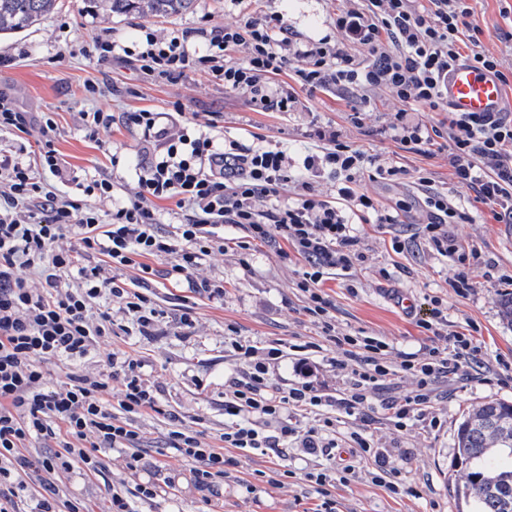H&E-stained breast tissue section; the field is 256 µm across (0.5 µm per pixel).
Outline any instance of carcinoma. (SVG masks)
<instances>
[{
    "mask_svg": "<svg viewBox=\"0 0 512 512\" xmlns=\"http://www.w3.org/2000/svg\"><path fill=\"white\" fill-rule=\"evenodd\" d=\"M115 15L166 18L190 10L195 0H99ZM59 9V0H0V37L14 36ZM458 481L472 512H512V403L476 406L454 437Z\"/></svg>",
    "mask_w": 512,
    "mask_h": 512,
    "instance_id": "cac0c4a2",
    "label": "carcinoma"
}]
</instances>
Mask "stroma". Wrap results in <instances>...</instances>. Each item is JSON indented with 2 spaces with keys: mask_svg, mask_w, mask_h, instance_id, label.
Masks as SVG:
<instances>
[{
  "mask_svg": "<svg viewBox=\"0 0 512 512\" xmlns=\"http://www.w3.org/2000/svg\"><path fill=\"white\" fill-rule=\"evenodd\" d=\"M350 5V0H196L192 10L156 19L155 24L167 32L234 25L256 10L283 15L301 40L315 41L333 32L337 13ZM502 7L501 0H480L471 23L479 29L485 49L511 65L512 21L502 17ZM137 23V17L108 14L92 0H60L53 16L16 37L0 40V90L25 110L53 113L58 124L54 147L69 178L64 181L46 175L49 189L65 192L70 178L82 181L94 175L104 167L103 150L109 147L126 156L125 167L113 171V181L131 190L133 169L141 160L136 131L118 121L94 144L84 137L81 113L100 110L119 117L144 108L169 112L178 102L186 115L213 120L216 134L246 142L259 134L293 156L321 150L324 143L316 130L332 125L354 147L380 154L411 171L426 170L436 190L448 192L458 203L467 202L470 192L455 184L447 153L414 154L384 136L399 108L389 95L376 94L358 125L332 89L300 91L302 106L295 112H255L242 96L224 91L205 74L170 83L123 66L99 67L82 54V47L103 34L119 42L132 40L138 33ZM92 83L99 88L94 96L86 91ZM418 217V210L413 209L403 213L402 223L393 226L359 225L363 262L348 274L329 275L322 290L335 307L337 329L357 336L386 337L401 351H417L425 341L418 314L436 298L448 312L449 330H468L487 365L464 368L449 379L434 404L438 427L418 422L399 430L379 413L362 423L329 407L323 414L335 421L336 444L343 457L289 447L251 454L223 448L224 387L243 369L226 337L238 336L261 348L306 346V371H299L297 357L290 354L271 368L270 378L276 387L309 382L333 396L343 394L347 387L344 374L332 363L338 355L335 346L322 339L318 325L303 311L305 299L296 286L301 262L283 259L274 248L257 241L247 254H240L237 243L244 233L233 230L227 251L207 257L199 270L200 276L223 281V300H210L172 287L163 278H153L148 294L160 315L149 332L139 334L127 317L113 312L110 343L77 363V370L105 373L111 353L140 359L144 379L157 391L160 410L137 421L140 444L146 451L145 466L137 476L128 473L124 453L111 450L102 453L97 472L63 475L68 493L80 498L88 512H110V496L116 486L132 499L136 512H318L324 498L303 481V473L315 468L333 470L342 461L361 470L373 467V460L359 457L349 446V432L361 427L374 435L380 447L388 449L413 492L402 498L390 496L361 474L330 486L336 512H469V504L456 489L453 436L476 405L495 399L512 401V380L503 377L496 364L500 358L512 362V324L500 313L504 295L512 292V223L478 218L449 226L459 245L476 248L484 258L483 265L474 267L471 274L472 290L462 297L451 286L458 271L455 263L416 245L400 254L392 250V238L409 237ZM400 295L412 301V309L397 305ZM186 305L192 307L195 317L191 329L179 326ZM175 415L232 459L234 480L225 486L222 496L195 489L187 463L169 449L168 433ZM174 473L180 476L175 488L152 500L138 499V481L160 484ZM270 473L275 474V483L267 482Z\"/></svg>",
  "mask_w": 512,
  "mask_h": 512,
  "instance_id": "obj_1",
  "label": "stroma"
}]
</instances>
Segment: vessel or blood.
Listing matches in <instances>:
<instances>
[{"label":"vessel or blood","mask_w":512,"mask_h":512,"mask_svg":"<svg viewBox=\"0 0 512 512\" xmlns=\"http://www.w3.org/2000/svg\"><path fill=\"white\" fill-rule=\"evenodd\" d=\"M445 95L456 112L512 111V99L504 95L499 78L465 61L449 69Z\"/></svg>","instance_id":"obj_1"}]
</instances>
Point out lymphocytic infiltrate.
<instances>
[{"mask_svg": "<svg viewBox=\"0 0 512 512\" xmlns=\"http://www.w3.org/2000/svg\"><path fill=\"white\" fill-rule=\"evenodd\" d=\"M336 15V34L300 43L280 15L252 14L238 26L162 33L150 26L128 44L101 36L85 48L87 57L105 66L120 62L140 73L175 82L201 72L226 91L246 98L256 112H291L298 89L330 87L345 100L352 119L364 115L375 93L386 92L399 108L391 129L403 149L426 154L435 143L448 152L455 182L470 189L496 220L512 223V117L504 113L455 112L444 99L451 64L499 71V60L485 50L469 22L470 0H353ZM137 131L146 154L134 169L133 192L117 193L111 178L99 175L81 185L79 194L63 195L46 186L44 174L59 175L61 160L53 140L56 121L46 112L17 109L0 91V131L34 135L35 159L24 153L0 154V484L28 470L41 472L45 493L33 498L30 512H84L81 500L61 498L59 471L80 464L92 473L100 454L119 450L126 467L138 475L144 451L138 418L158 411L154 390L140 375L137 359L109 357V373L85 371L48 387L44 361L90 357L112 334V311L103 298L148 332L158 312L150 297L125 288L121 273L137 270L138 282L162 276L174 285L214 298L224 295L218 281L197 278L206 257L224 250V230H243L251 240L291 245L305 263L299 290L306 313L325 341L342 353L338 369L348 376L341 398L333 399L310 384L281 389L269 380L280 349L258 350L231 340L244 370L224 394L228 422L222 439L230 448L251 452L276 440L300 445L308 453H331V421L306 431L284 423L288 407L311 413L336 406L350 416L380 411L395 428L409 421L436 423L432 413L438 391L468 364L480 362L479 349L466 334L449 330L441 302H434L420 326L433 344L404 352L392 364V346L383 336H352L336 328L333 305L323 293L324 274L350 271L362 259L357 227L370 222L398 223L405 200L384 206L360 186L364 181L397 184L414 180L425 190L417 204L425 215L416 237L430 253L458 264L452 286L460 293L473 287L466 268L477 249H460L449 225L473 222V215L447 194L431 191L427 172H409L396 163L342 142L338 130L321 131L329 146L306 154L293 165L286 149L258 140L217 139L210 121L174 123L168 113L142 109L123 115ZM329 170L336 185L326 196L306 181L309 173ZM294 198H287V191ZM108 199L110 213L96 203ZM170 202L186 219L161 232V202ZM171 261L156 270L151 259ZM414 376L416 388L390 401L375 402L373 390L398 372ZM118 410L110 412L109 396ZM277 435H269V427ZM350 439L360 454L373 457L374 483L395 495L406 492L401 469L392 466L373 436L355 430ZM170 446L191 463L196 488L223 493L227 461L196 431L176 425ZM55 443L57 451L36 458L26 448Z\"/></svg>", "mask_w": 512, "mask_h": 512, "instance_id": "lymphocytic-infiltrate-1", "label": "lymphocytic infiltrate"}]
</instances>
